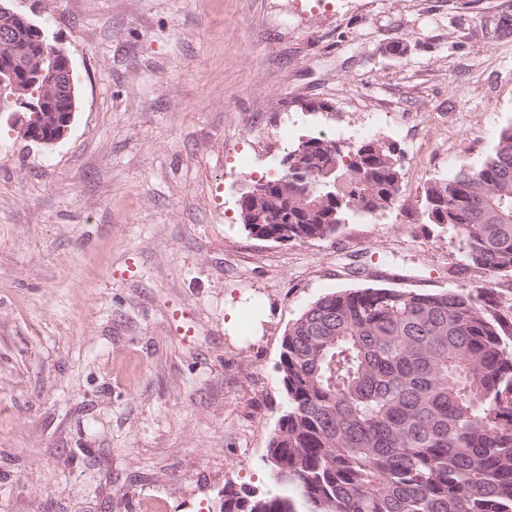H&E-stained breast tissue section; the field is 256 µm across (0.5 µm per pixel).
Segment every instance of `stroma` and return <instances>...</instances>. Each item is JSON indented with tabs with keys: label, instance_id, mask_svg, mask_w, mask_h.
Segmentation results:
<instances>
[{
	"label": "stroma",
	"instance_id": "1",
	"mask_svg": "<svg viewBox=\"0 0 512 512\" xmlns=\"http://www.w3.org/2000/svg\"><path fill=\"white\" fill-rule=\"evenodd\" d=\"M70 57L68 136L0 114V512H220L273 494L284 332L325 294L512 276L419 220L512 125V0H10ZM290 136L278 138L281 128ZM396 143L397 204L327 239L244 228L301 137Z\"/></svg>",
	"mask_w": 512,
	"mask_h": 512
}]
</instances>
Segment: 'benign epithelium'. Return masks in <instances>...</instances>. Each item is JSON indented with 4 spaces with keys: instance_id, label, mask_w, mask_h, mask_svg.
<instances>
[{
    "instance_id": "7a95c632",
    "label": "benign epithelium",
    "mask_w": 512,
    "mask_h": 512,
    "mask_svg": "<svg viewBox=\"0 0 512 512\" xmlns=\"http://www.w3.org/2000/svg\"><path fill=\"white\" fill-rule=\"evenodd\" d=\"M0 15L7 26L0 29V45L12 46L15 37L28 33L38 45L36 61L30 62L16 54L10 55L7 65L0 66V82H10L21 91L38 85L42 96L33 102L20 97L10 120L19 122V132L25 140L40 146H53L68 135L76 111V87L70 75L73 72L68 55L58 51L44 28L32 19L0 4ZM269 194V185L253 181L245 186L239 204L244 213L247 205Z\"/></svg>"
}]
</instances>
